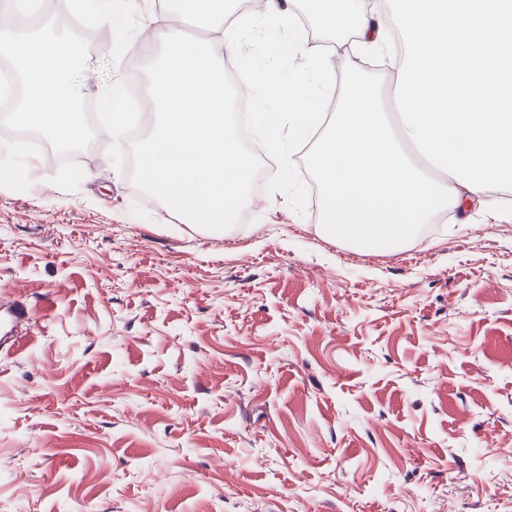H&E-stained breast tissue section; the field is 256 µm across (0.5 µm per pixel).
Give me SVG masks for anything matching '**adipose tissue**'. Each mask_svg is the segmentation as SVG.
<instances>
[{
    "label": "adipose tissue",
    "mask_w": 512,
    "mask_h": 512,
    "mask_svg": "<svg viewBox=\"0 0 512 512\" xmlns=\"http://www.w3.org/2000/svg\"><path fill=\"white\" fill-rule=\"evenodd\" d=\"M304 13L354 50L384 48L375 0H301ZM403 52L392 80L395 111L350 80L333 113L304 85L284 88L280 109L253 115L274 156L288 115L296 143H312L318 208L336 238L398 245L416 225L475 199L498 208L512 189V0H391Z\"/></svg>",
    "instance_id": "ef3b65f1"
}]
</instances>
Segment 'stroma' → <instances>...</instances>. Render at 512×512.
Masks as SVG:
<instances>
[{
	"label": "stroma",
	"mask_w": 512,
	"mask_h": 512,
	"mask_svg": "<svg viewBox=\"0 0 512 512\" xmlns=\"http://www.w3.org/2000/svg\"><path fill=\"white\" fill-rule=\"evenodd\" d=\"M91 42L84 97L131 80L155 0ZM390 99L388 55L329 57ZM277 134L241 221L148 203L98 131L0 187V512H512V209L479 202L403 246L331 238L310 146ZM34 315V311L32 308L28 307H3L0 306V344L1 347L4 348L8 346L7 353L19 346L16 345V336L15 333L19 325Z\"/></svg>",
	"instance_id": "obj_1"
}]
</instances>
